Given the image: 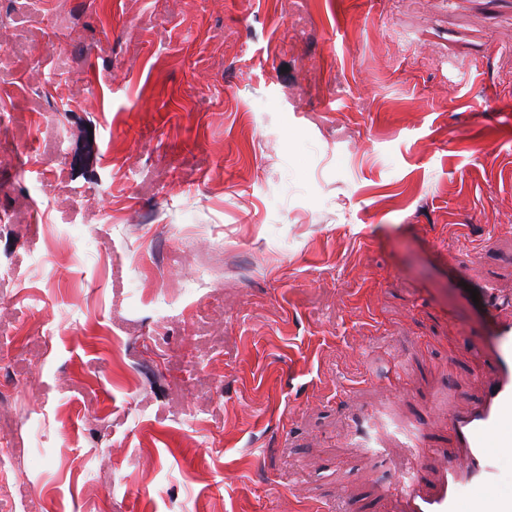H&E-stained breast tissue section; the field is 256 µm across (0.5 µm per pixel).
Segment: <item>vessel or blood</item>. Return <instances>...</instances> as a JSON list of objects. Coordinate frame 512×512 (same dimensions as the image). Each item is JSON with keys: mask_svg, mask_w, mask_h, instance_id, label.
<instances>
[{"mask_svg": "<svg viewBox=\"0 0 512 512\" xmlns=\"http://www.w3.org/2000/svg\"><path fill=\"white\" fill-rule=\"evenodd\" d=\"M471 350L489 370L483 397L469 412L449 417L455 451L435 487L422 490L412 479L395 488L391 499L397 512H457L464 494L471 512H512V496L488 494L497 481L495 449L512 447V316L498 321L489 343Z\"/></svg>", "mask_w": 512, "mask_h": 512, "instance_id": "vessel-or-blood-1", "label": "vessel or blood"}]
</instances>
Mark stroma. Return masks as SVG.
I'll return each instance as SVG.
<instances>
[{
  "instance_id": "1",
  "label": "stroma",
  "mask_w": 512,
  "mask_h": 512,
  "mask_svg": "<svg viewBox=\"0 0 512 512\" xmlns=\"http://www.w3.org/2000/svg\"><path fill=\"white\" fill-rule=\"evenodd\" d=\"M0 512H389L512 295V0H0Z\"/></svg>"
}]
</instances>
